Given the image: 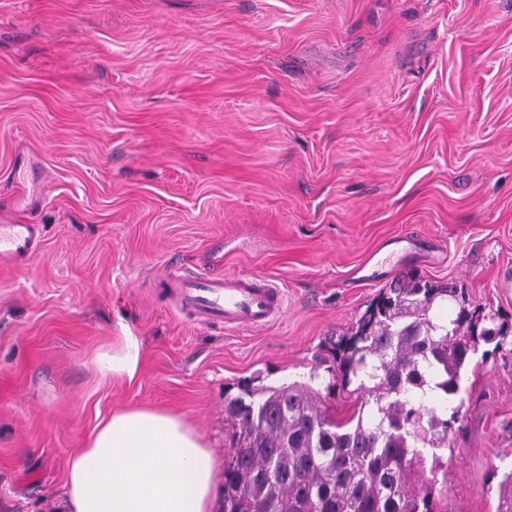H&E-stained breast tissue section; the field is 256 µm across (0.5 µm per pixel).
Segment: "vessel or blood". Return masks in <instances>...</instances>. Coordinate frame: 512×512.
Segmentation results:
<instances>
[{
	"instance_id": "obj_1",
	"label": "vessel or blood",
	"mask_w": 512,
	"mask_h": 512,
	"mask_svg": "<svg viewBox=\"0 0 512 512\" xmlns=\"http://www.w3.org/2000/svg\"><path fill=\"white\" fill-rule=\"evenodd\" d=\"M13 176L19 191L0 203V262H13L35 255L42 249L39 225L24 220L28 211L27 182L40 178L38 169L18 167ZM169 285L182 309L196 322L224 327H257L267 324L282 307L279 288L269 280L241 277L230 273L195 274L181 271L172 275Z\"/></svg>"
}]
</instances>
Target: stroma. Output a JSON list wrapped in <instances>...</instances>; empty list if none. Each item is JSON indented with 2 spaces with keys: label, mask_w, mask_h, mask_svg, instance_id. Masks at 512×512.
<instances>
[{
  "label": "stroma",
  "mask_w": 512,
  "mask_h": 512,
  "mask_svg": "<svg viewBox=\"0 0 512 512\" xmlns=\"http://www.w3.org/2000/svg\"><path fill=\"white\" fill-rule=\"evenodd\" d=\"M40 172L43 251L0 264V512H61L112 411L181 414L230 459L244 386L315 378L397 278L453 282L478 342L438 449L443 512L512 470V0H0V196ZM262 277L282 312L203 326L180 269ZM128 326L139 376L93 358Z\"/></svg>",
  "instance_id": "stroma-1"
}]
</instances>
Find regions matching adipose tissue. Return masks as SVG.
<instances>
[{
  "mask_svg": "<svg viewBox=\"0 0 512 512\" xmlns=\"http://www.w3.org/2000/svg\"><path fill=\"white\" fill-rule=\"evenodd\" d=\"M142 342L124 331L100 352L102 377L134 379ZM216 457L182 416L133 406L100 421L70 458L65 512H212Z\"/></svg>",
  "mask_w": 512,
  "mask_h": 512,
  "instance_id": "obj_1",
  "label": "adipose tissue"
}]
</instances>
